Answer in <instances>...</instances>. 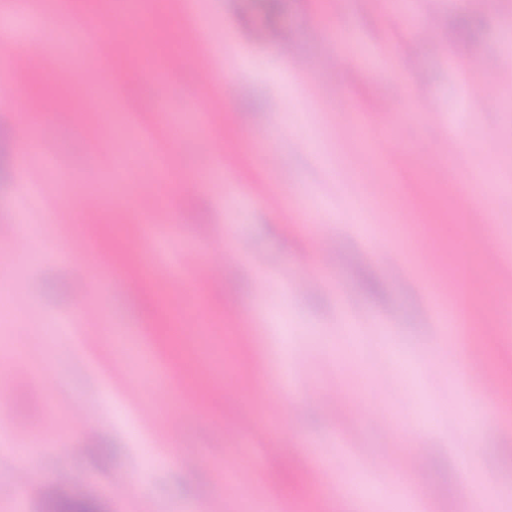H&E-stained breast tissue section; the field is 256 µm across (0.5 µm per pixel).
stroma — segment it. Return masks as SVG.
I'll list each match as a JSON object with an SVG mask.
<instances>
[{
    "label": "stroma",
    "instance_id": "stroma-1",
    "mask_svg": "<svg viewBox=\"0 0 512 512\" xmlns=\"http://www.w3.org/2000/svg\"><path fill=\"white\" fill-rule=\"evenodd\" d=\"M391 2L276 0L270 16L265 0H195L211 34L196 55L215 83L202 111L233 117L210 126L184 105L195 69L164 87L136 75L114 84L72 35L79 0H0V22L24 27L17 50L51 71L83 59L115 104L113 122L79 149L74 114L34 110L26 79L0 99V238L15 224L45 231L0 285V302L22 317L0 359L23 374L0 394V449H19L30 469L21 491L0 466V512H52L49 489L98 512H459L465 484L495 490L512 512V408L496 425L463 423L466 396L440 345L449 292L436 263L470 224L494 275L464 291L478 300L512 279V0L470 13L463 0H414L409 18ZM471 83L487 97L471 98ZM157 98L168 124L148 110ZM144 134L168 155L167 185L150 200L155 232L171 237L159 261L193 256L201 233L224 249L215 275L183 284L202 307L194 342L169 324L168 286L126 287L132 264L110 288L91 285L96 250L129 253L137 223L59 221L108 180L112 200H125ZM438 160L448 178L436 177ZM27 168L39 179L22 181ZM474 173L475 192L494 198L483 223L456 209L448 184ZM59 246L66 262L51 257ZM303 269L319 272L318 287L285 288ZM472 330L512 387V298L491 317L475 308ZM206 352L232 393L197 391ZM77 406L89 423H72ZM244 419L250 432L229 442ZM392 434L423 463L384 467ZM272 444L279 452L265 456ZM154 448L174 449L177 462L149 463ZM311 454L325 463L317 479ZM243 459L258 466L246 500L224 481ZM120 473L137 494L113 487ZM351 476L379 500L341 495Z\"/></svg>",
    "mask_w": 512,
    "mask_h": 512
}]
</instances>
